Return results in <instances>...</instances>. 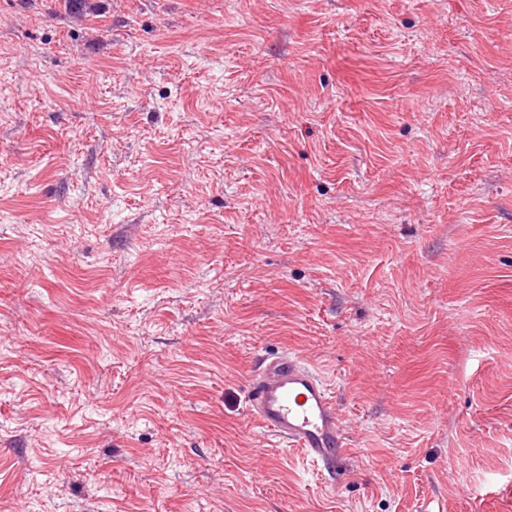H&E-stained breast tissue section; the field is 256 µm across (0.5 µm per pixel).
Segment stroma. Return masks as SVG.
Wrapping results in <instances>:
<instances>
[{
  "label": "stroma",
  "mask_w": 512,
  "mask_h": 512,
  "mask_svg": "<svg viewBox=\"0 0 512 512\" xmlns=\"http://www.w3.org/2000/svg\"><path fill=\"white\" fill-rule=\"evenodd\" d=\"M433 500L512 512V0H0V512ZM250 416L283 443L331 467L347 452L333 396L319 373L301 356L266 363L249 385Z\"/></svg>",
  "instance_id": "obj_1"
}]
</instances>
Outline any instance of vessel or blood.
<instances>
[{
    "label": "vessel or blood",
    "mask_w": 512,
    "mask_h": 512,
    "mask_svg": "<svg viewBox=\"0 0 512 512\" xmlns=\"http://www.w3.org/2000/svg\"><path fill=\"white\" fill-rule=\"evenodd\" d=\"M251 417L283 443L331 467L347 452L333 396L319 373L301 356L266 363L249 385Z\"/></svg>",
    "instance_id": "vessel-or-blood-1"
}]
</instances>
